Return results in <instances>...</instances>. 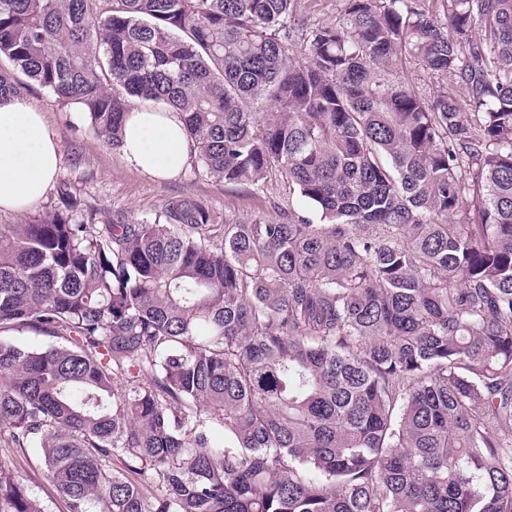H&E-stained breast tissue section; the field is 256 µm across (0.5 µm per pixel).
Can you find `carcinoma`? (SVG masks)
I'll list each match as a JSON object with an SVG mask.
<instances>
[{
	"mask_svg": "<svg viewBox=\"0 0 512 512\" xmlns=\"http://www.w3.org/2000/svg\"><path fill=\"white\" fill-rule=\"evenodd\" d=\"M295 2L0 0V104L19 71L116 147L164 104L209 177L313 209L218 244L63 181L0 225V444L68 512H512V0H345L305 62ZM0 512H46L2 465ZM404 77L423 95L430 96L438 90L436 87L437 80L420 65L413 64L410 67L408 66Z\"/></svg>",
	"mask_w": 512,
	"mask_h": 512,
	"instance_id": "obj_1",
	"label": "carcinoma"
}]
</instances>
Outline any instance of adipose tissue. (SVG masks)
I'll list each match as a JSON object with an SVG mask.
<instances>
[{"instance_id":"adipose-tissue-1","label":"adipose tissue","mask_w":512,"mask_h":512,"mask_svg":"<svg viewBox=\"0 0 512 512\" xmlns=\"http://www.w3.org/2000/svg\"><path fill=\"white\" fill-rule=\"evenodd\" d=\"M121 152L131 168L155 180L174 179L195 157L180 115L161 105L131 108ZM60 160L61 145L42 110L20 98L0 104V211L22 213L39 202Z\"/></svg>"}]
</instances>
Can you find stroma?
I'll use <instances>...</instances> for the list:
<instances>
[{"label": "stroma", "instance_id": "obj_1", "mask_svg": "<svg viewBox=\"0 0 512 512\" xmlns=\"http://www.w3.org/2000/svg\"><path fill=\"white\" fill-rule=\"evenodd\" d=\"M344 6V0H297L295 15L287 24L288 42L296 57H303L312 30L335 22ZM22 97L44 112L49 130L61 143L58 180L70 183L83 212L96 213L98 220L152 223L163 216L172 199L203 202L213 223L220 226L241 219L277 218L284 211L307 208L279 175L269 176L257 188L215 182L199 168L167 181L142 176L125 163L119 148L96 137L77 108L58 105L34 83L23 90ZM0 463L23 475L48 512H68L66 501L56 493L36 457L6 448L0 449Z\"/></svg>", "mask_w": 512, "mask_h": 512}]
</instances>
